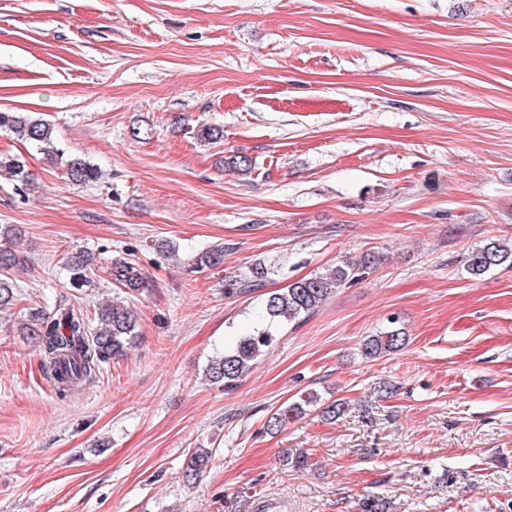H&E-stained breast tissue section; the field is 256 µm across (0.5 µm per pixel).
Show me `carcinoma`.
I'll return each mask as SVG.
<instances>
[{
	"label": "carcinoma",
	"mask_w": 512,
	"mask_h": 512,
	"mask_svg": "<svg viewBox=\"0 0 512 512\" xmlns=\"http://www.w3.org/2000/svg\"><path fill=\"white\" fill-rule=\"evenodd\" d=\"M0 129L37 146L43 153L62 157L64 152L54 142L53 130L44 120L19 112L0 111ZM200 142L215 144L224 140V130L219 126L205 125L195 132ZM67 178L74 182L90 183L101 177L100 169L76 156L66 160ZM0 177L23 187L34 184L20 156H0ZM224 259V249L215 247L194 257L198 269L216 267ZM94 256L86 250L72 252L65 266L69 271L70 284L81 288L89 283L87 271L93 265ZM378 263V258L366 254L358 259H343L336 265L310 278L296 280L288 287L271 292L265 299L260 325L239 335L232 346L212 359L206 368V376L214 384L230 387L244 378L254 362L277 340L276 331L285 322L305 318L316 311L336 290L366 277ZM508 264L512 266V245L498 239L487 238L473 247L465 257L464 267L468 274L479 278L489 270ZM112 281L127 293H137L146 285V277L135 263L127 259L112 262ZM268 277V269L255 265L250 274L226 284L228 292H245L261 288ZM18 301L17 289L9 278L0 277V310ZM26 332L37 340L43 356V368L47 378L59 394L71 396L93 384L102 364L127 354L138 337L136 316L121 302H112L98 309L94 318L74 307L65 298L54 301L52 309H43L31 317ZM406 336L395 327L368 336L361 345V356L374 360L400 351ZM323 404L326 419L334 420L344 411L345 401L322 402L315 391L300 395L293 403L277 409L266 420L268 431L278 432L288 422L299 418L305 408ZM212 450L197 448L192 452L185 477L197 478L210 465Z\"/></svg>",
	"instance_id": "carcinoma-1"
}]
</instances>
